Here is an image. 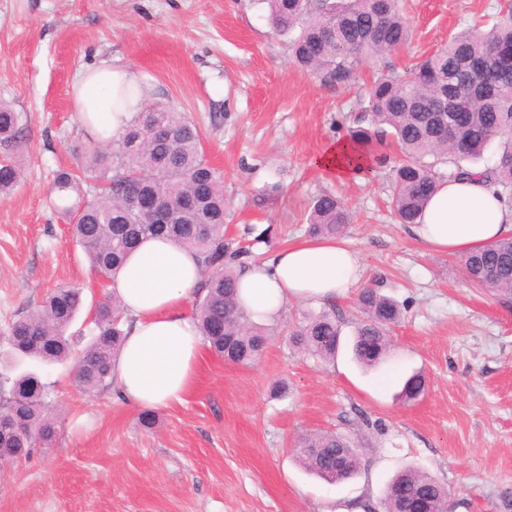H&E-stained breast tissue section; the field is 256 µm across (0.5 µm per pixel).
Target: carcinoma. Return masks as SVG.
<instances>
[{"mask_svg": "<svg viewBox=\"0 0 512 512\" xmlns=\"http://www.w3.org/2000/svg\"><path fill=\"white\" fill-rule=\"evenodd\" d=\"M270 23L289 35L294 63L321 83L340 87L353 81L368 60L403 48L410 27L399 0H266ZM164 128L168 139L154 141L149 126ZM391 130L404 155L393 167L390 202L397 220L417 224L440 177L437 165H455L451 177L470 169L461 160H477L495 140L503 143L492 166L482 175L497 192L512 195V2L501 4L492 25L475 24L448 38L436 52L399 74L382 70L371 83L364 115L348 131L349 141L367 159L383 164L374 145ZM22 120L13 107L0 101V143L19 141ZM200 132L181 113L164 107L148 108L126 130L117 148L89 152L81 170L56 174L51 192L74 193L78 201L58 209L84 249L91 270L109 284L128 254L148 237L165 236L193 250L206 279L196 294L194 320L209 349L240 365L262 355L268 340L265 328L251 322L236 300L234 260L239 251L224 242L229 201L224 176L211 167L200 150ZM19 180L15 162H0V194ZM104 189L86 197L82 184ZM158 202L173 215L171 224H148L140 208ZM352 214L331 193L313 201L308 232L341 236ZM468 281L512 296V237H506L461 258ZM82 304V288L66 286L48 293L30 314L13 321L6 335L18 358L46 364L68 363L74 383L91 393L112 383V358L124 336L123 314L112 294L95 306L91 338L78 353L67 330ZM362 319L354 329L352 352L366 367L389 353L388 327L400 318V308L378 289L358 295ZM342 325L336 308L309 313L292 333L298 349L323 361L336 358ZM426 378L410 375L401 397L418 399ZM49 387L35 371L25 372L0 389V420L12 427L0 434V461H16L37 447L53 444L57 421L48 401ZM301 465L328 483L358 475L361 458L343 436L316 432L295 445ZM448 500L436 479L416 469L399 472L388 484L385 512H405L422 503L435 512Z\"/></svg>", "mask_w": 512, "mask_h": 512, "instance_id": "carcinoma-1", "label": "carcinoma"}]
</instances>
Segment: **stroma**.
<instances>
[{"instance_id":"obj_1","label":"stroma","mask_w":512,"mask_h":512,"mask_svg":"<svg viewBox=\"0 0 512 512\" xmlns=\"http://www.w3.org/2000/svg\"><path fill=\"white\" fill-rule=\"evenodd\" d=\"M499 0H404L408 46L367 61L334 88L297 68L262 0H0V100L22 116V139L0 145L19 166L0 195V332L58 287L84 306L70 332L90 339L106 288L53 207L57 171L95 148L71 89L91 65L140 75L148 103L200 130L205 160L224 175V239L259 262L307 237L314 199L331 192L353 215L343 236L363 282L399 305L386 362L364 369L302 353L290 331L311 306L289 301L262 357L236 365L205 353L193 389L155 423L111 390L80 393L67 365H43L58 416L50 450L0 461V512H383L388 480L415 467L436 477L454 512H512V302L469 283L458 256L427 249L399 223L387 166L338 179L316 160L345 138L374 73L403 71ZM424 394L398 399L403 379ZM333 431L361 453L359 474L327 483L295 458L300 435Z\"/></svg>"}]
</instances>
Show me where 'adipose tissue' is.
<instances>
[{"instance_id": "obj_1", "label": "adipose tissue", "mask_w": 512, "mask_h": 512, "mask_svg": "<svg viewBox=\"0 0 512 512\" xmlns=\"http://www.w3.org/2000/svg\"><path fill=\"white\" fill-rule=\"evenodd\" d=\"M147 90L131 70L87 69L72 88L73 107L89 135L119 141L138 117ZM415 236L429 248L465 255L512 235V204L480 172L440 181ZM203 271L195 254L166 238L144 240L112 279L127 321L112 361V388L137 407L164 408L194 385L204 340L186 306ZM362 275L357 254L336 239L303 238L284 245L237 279V298L258 324L280 319L288 300L330 301Z\"/></svg>"}]
</instances>
